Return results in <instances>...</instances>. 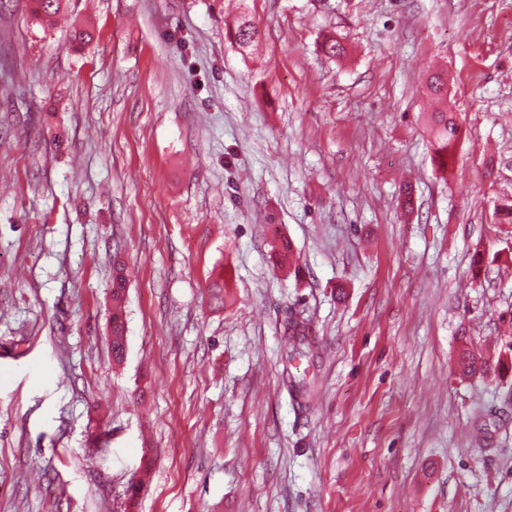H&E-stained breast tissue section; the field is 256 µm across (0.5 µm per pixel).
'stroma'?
<instances>
[{
    "instance_id": "stroma-1",
    "label": "stroma",
    "mask_w": 512,
    "mask_h": 512,
    "mask_svg": "<svg viewBox=\"0 0 512 512\" xmlns=\"http://www.w3.org/2000/svg\"><path fill=\"white\" fill-rule=\"evenodd\" d=\"M510 201L512 0H0V512H512ZM32 14L44 21H52L53 18L63 13L68 7V0H32ZM428 88L434 100L441 106L435 112H431L429 119L433 158L439 167H448L454 158L461 128L454 112H448V108L442 105L444 98H447V80L443 75L433 74L429 79ZM120 263L115 264L112 279V355L117 362L123 360L125 345V323L123 320V301L126 280ZM283 338L289 355L287 352V359L292 360L294 357L306 356L310 352V323L307 317H304L302 312L295 309L288 308L285 312V317L282 322Z\"/></svg>"
}]
</instances>
